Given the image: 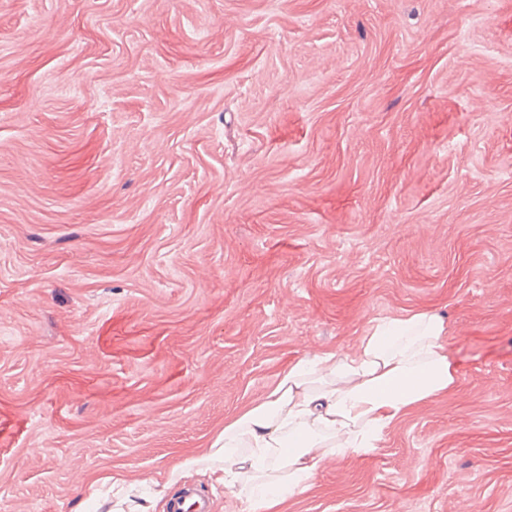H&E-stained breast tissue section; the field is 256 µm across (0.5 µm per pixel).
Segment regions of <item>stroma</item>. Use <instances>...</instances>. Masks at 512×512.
I'll use <instances>...</instances> for the list:
<instances>
[{
    "label": "stroma",
    "instance_id": "stroma-1",
    "mask_svg": "<svg viewBox=\"0 0 512 512\" xmlns=\"http://www.w3.org/2000/svg\"><path fill=\"white\" fill-rule=\"evenodd\" d=\"M414 312L456 385L279 512H512V0H0V512Z\"/></svg>",
    "mask_w": 512,
    "mask_h": 512
}]
</instances>
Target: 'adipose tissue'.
<instances>
[{
  "instance_id": "obj_1",
  "label": "adipose tissue",
  "mask_w": 512,
  "mask_h": 512,
  "mask_svg": "<svg viewBox=\"0 0 512 512\" xmlns=\"http://www.w3.org/2000/svg\"><path fill=\"white\" fill-rule=\"evenodd\" d=\"M445 332L442 319L417 312L375 321L354 353L297 360L225 423L208 457L172 466L167 485L197 470L236 489L243 512H276L326 461L376 448L394 422L455 385Z\"/></svg>"
}]
</instances>
